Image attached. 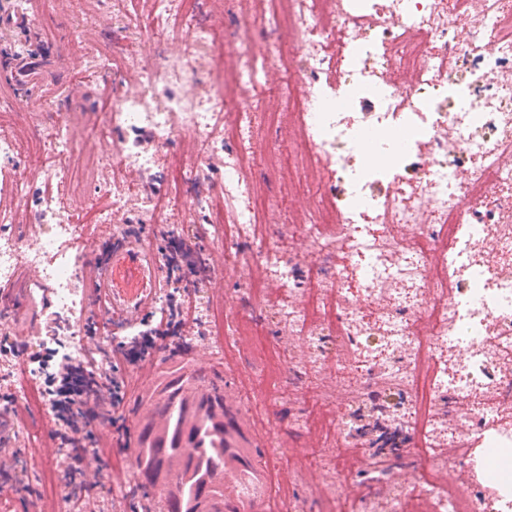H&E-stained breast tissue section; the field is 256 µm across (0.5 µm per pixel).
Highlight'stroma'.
<instances>
[{"instance_id":"1","label":"stroma","mask_w":512,"mask_h":512,"mask_svg":"<svg viewBox=\"0 0 512 512\" xmlns=\"http://www.w3.org/2000/svg\"><path fill=\"white\" fill-rule=\"evenodd\" d=\"M154 0H28V12L36 20L25 29H1L0 48L14 52L30 50L32 42L53 45L50 73L33 96H15L9 111H0V134L15 137V155L0 170V211L11 212L10 223H0V236L27 238L33 224L34 206L12 196L6 179L29 183L34 196L53 193L61 200L64 216L78 217L89 206L109 209L107 224H87L82 228L81 260L100 258L112 242L114 230L138 229L150 247L164 245L163 230L183 234L196 247L208 269L209 278L190 288L187 281L170 280L162 293L173 300L193 289L197 301V322L184 336L177 338L174 350L155 355L151 362L138 368L125 362L117 349L120 333L110 322L84 318L86 327L78 337L88 358L103 366H117V374L127 387V398L119 424L103 419L94 430L98 456L88 457L87 474L72 479L70 486L47 489V474L64 469L48 429L52 425L50 408L25 405L21 368L37 370L47 364L50 355L38 338L14 333L10 320L16 309L0 305V425L15 430L12 447H0V512H70L71 498L83 499L97 512H142L134 496V456L137 429L145 419L150 398L165 376L177 368L216 371L230 384L239 404L251 418L255 431L262 437L260 454L275 461L273 470L276 492L271 512H330L332 505L318 494L320 472L305 470L312 456L344 447L335 428L328 423L337 412L351 416L356 451L368 461L384 468L381 481L367 480L364 473L349 470L339 473L338 486L343 496L370 494L380 486L412 488L418 471L426 462L413 453L415 436L411 429L396 424L394 414L410 400L408 392L374 384L352 395L336 379V360L343 349L335 329H327L322 349V371L302 390L271 391L266 385L270 365L264 348L258 346L245 329L253 312L264 319L269 344L287 354L282 368L283 379H290L293 367L313 360L307 340L289 336L278 322V309L284 293L277 281H270L255 310L242 308L240 297L245 285L262 274L260 264L240 265L230 262L229 254L247 255L248 241L237 238L227 221L224 201V168L214 165L210 171L196 168L201 145L190 134L177 133L166 145L153 146L146 130H138L134 139L154 155L150 170L141 173L114 167L91 165L89 157L106 148L107 143L92 137V129L102 127L113 100L133 91L138 68H159L165 54L192 38L191 29L179 16L169 18L172 40L163 44L140 33L153 9ZM255 10L253 0H199V21L221 26L224 42L221 51L203 50L186 71L183 85L209 91L223 84L236 60V35L243 21ZM106 57L103 71L89 73L85 59L89 55ZM288 70L271 67L258 74L264 89L263 109L281 110V123L268 125L262 113L256 114L253 135L256 151L238 157L240 175L253 182L266 199L258 215L262 234L276 240L293 225L306 224L315 210L319 188L336 183V168L327 165L310 169L304 190H297L294 171L271 166L265 155L288 148L294 137L292 116L284 112L283 90L291 81ZM63 122L70 128L74 149L69 164L74 172L71 183L48 179L34 157V144L44 142L51 127ZM182 165L187 179L174 185L169 174L174 165ZM204 198L205 208H197L196 198ZM159 208L156 218L143 212V199ZM294 260L295 291L312 287L330 271L327 259L313 255L309 241L295 235L291 247ZM458 467L468 473L461 490L492 500L498 484L486 476L483 446L456 455ZM125 473L123 482L112 480L113 468Z\"/></svg>"}]
</instances>
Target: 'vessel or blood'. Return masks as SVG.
<instances>
[{
    "label": "vessel or blood",
    "instance_id": "vessel-or-blood-1",
    "mask_svg": "<svg viewBox=\"0 0 512 512\" xmlns=\"http://www.w3.org/2000/svg\"><path fill=\"white\" fill-rule=\"evenodd\" d=\"M46 65V57L16 55L0 68V80L28 89L36 84V71ZM79 283L82 288H94L95 315L127 327L140 322L163 288L162 263L158 253L132 238L114 247L106 262L85 264ZM224 422L226 443L240 456L224 466L225 512H267L270 468L257 451L259 440L252 423L229 403L224 406Z\"/></svg>",
    "mask_w": 512,
    "mask_h": 512
}]
</instances>
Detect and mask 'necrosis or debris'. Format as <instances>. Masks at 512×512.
<instances>
[{"label": "necrosis or debris", "mask_w": 512, "mask_h": 512, "mask_svg": "<svg viewBox=\"0 0 512 512\" xmlns=\"http://www.w3.org/2000/svg\"><path fill=\"white\" fill-rule=\"evenodd\" d=\"M161 2L193 22L195 37L163 68L137 71L136 91L113 102L105 132L142 125L162 146L186 129L207 144L197 160L204 168L228 148L212 128L223 98L160 89L182 82L223 33L196 21L195 0ZM263 21L290 35L265 55L294 69L288 109L307 161L333 162L341 182L320 194L306 233L312 253L343 263L316 296L282 306L280 322L289 335L314 334L324 305L349 344L376 336L336 376L410 391L398 418L427 462L415 482L419 512H485L480 495L460 493L464 477L446 451L512 424V267L503 263L512 255V0H269ZM254 70L243 55L231 140L249 135L260 106ZM391 129L405 136L387 164L358 170L362 142ZM34 221L45 231L28 253L0 238V283L27 260L60 310L75 313L84 306L72 283L78 224L51 197ZM255 257L266 277L249 282L252 302L266 278L285 286L291 277L286 241Z\"/></svg>", "instance_id": "necrosis-or-debris-1"}]
</instances>
